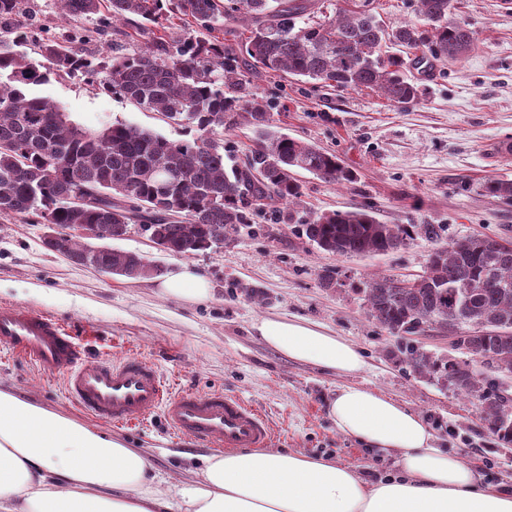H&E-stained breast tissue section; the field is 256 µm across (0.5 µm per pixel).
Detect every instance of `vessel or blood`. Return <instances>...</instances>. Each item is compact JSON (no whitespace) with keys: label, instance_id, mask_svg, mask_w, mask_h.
<instances>
[{"label":"vessel or blood","instance_id":"vessel-or-blood-1","mask_svg":"<svg viewBox=\"0 0 512 512\" xmlns=\"http://www.w3.org/2000/svg\"><path fill=\"white\" fill-rule=\"evenodd\" d=\"M0 345L45 374H62L69 397L92 418L126 425L161 412L171 431L221 451L262 448L271 423L243 399L220 391H172L164 374L139 356L89 357L82 339L55 316L0 304Z\"/></svg>","mask_w":512,"mask_h":512}]
</instances>
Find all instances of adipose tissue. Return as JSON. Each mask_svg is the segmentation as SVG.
Listing matches in <instances>:
<instances>
[{"mask_svg": "<svg viewBox=\"0 0 512 512\" xmlns=\"http://www.w3.org/2000/svg\"><path fill=\"white\" fill-rule=\"evenodd\" d=\"M255 329L293 361L345 378L365 367L356 346L316 324L265 318ZM328 414L343 435L394 457L398 475L370 481L330 460L244 450L166 485L140 449L0 388V512H512V489L436 447L399 401L348 384Z\"/></svg>", "mask_w": 512, "mask_h": 512, "instance_id": "1", "label": "adipose tissue"}]
</instances>
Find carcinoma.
I'll use <instances>...</instances> for the list:
<instances>
[{
  "label": "carcinoma",
  "instance_id": "carcinoma-1",
  "mask_svg": "<svg viewBox=\"0 0 512 512\" xmlns=\"http://www.w3.org/2000/svg\"><path fill=\"white\" fill-rule=\"evenodd\" d=\"M28 2L0 0V216L36 214L63 229L51 250L73 264L129 278L156 277L164 269L136 252L92 257L82 237L64 230L148 224L163 252L189 257L232 238L267 209L294 222L302 171L338 186L354 181L335 153L272 129L264 99L224 91L242 85L244 72H280L321 88H369L410 108L422 103L425 87L409 71L431 60H458L475 48L474 32L457 17V0H410L413 18L391 29L378 20V0H355L319 21L309 18L312 4L304 0H55L72 21L60 35L18 24ZM174 17L192 20L200 32L162 37ZM117 22L148 38L141 50L86 51ZM239 22L248 23L244 39L226 45L208 38L221 28L236 37ZM77 73L192 137L171 141L122 122L86 131L27 92L51 75ZM243 112L258 134L256 147L227 170L219 134ZM483 190L512 201V180H490ZM301 234L320 250L348 258L397 250L419 237L432 240L439 227L382 224L361 208L312 215L301 221ZM462 289L471 290L464 302ZM360 292L372 320L394 335L456 315L460 347L477 362L492 357L512 370V241L487 234L458 239L429 254L417 285L396 288L389 276L373 275ZM400 352L413 372L448 379L447 360L415 347ZM454 375V388L477 402L490 431L512 444V431L499 424L502 397L494 386L468 367Z\"/></svg>",
  "mask_w": 512,
  "mask_h": 512
}]
</instances>
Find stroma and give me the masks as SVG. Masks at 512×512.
I'll use <instances>...</instances> for the list:
<instances>
[{"label":"stroma","instance_id":"35a3bbf8","mask_svg":"<svg viewBox=\"0 0 512 512\" xmlns=\"http://www.w3.org/2000/svg\"><path fill=\"white\" fill-rule=\"evenodd\" d=\"M458 15L477 46L458 61L437 64L422 104L400 109L370 90H328L273 73L251 74L246 91L267 99L271 124L290 136L336 153L355 170L338 187L301 173L300 220L328 211L366 208L386 224H435L438 240L365 257L339 258L319 250L295 224L254 215L231 241L190 257L161 254L147 233L133 229L111 246L163 264L188 266L210 282L204 301L167 296L158 278L130 279L71 263L47 248L37 219L0 218V304L20 303L55 315L87 338L97 358L139 355L155 364L175 390L214 391L245 399L277 430V451H296L357 468L367 479L394 472L393 460L361 448L327 414L338 388L352 382L380 391L419 413L448 449L491 484H512V445L498 442L480 409L448 385L411 371L396 335L368 315L354 291L375 273L419 274L436 246L497 234L512 239V202L485 196L490 179L512 180V156L490 146L512 138V7L501 0H458ZM75 124L98 130L123 122L168 139L186 136L158 113L99 89L81 76L50 77L32 87ZM341 271L343 287L319 284L323 268ZM267 295L257 304L241 284ZM302 318L355 345L366 366L346 379L298 363L266 345L254 325L263 318ZM0 383L54 412L81 418L61 375L23 365L0 349ZM129 447L147 449L170 480L200 471L214 448L174 436L159 414L132 426L103 425Z\"/></svg>","mask_w":512,"mask_h":512}]
</instances>
